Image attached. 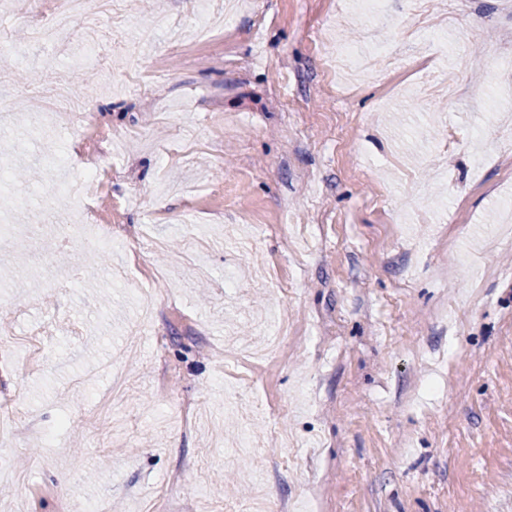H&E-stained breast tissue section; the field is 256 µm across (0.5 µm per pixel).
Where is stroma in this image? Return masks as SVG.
<instances>
[{"instance_id": "obj_1", "label": "stroma", "mask_w": 512, "mask_h": 512, "mask_svg": "<svg viewBox=\"0 0 512 512\" xmlns=\"http://www.w3.org/2000/svg\"><path fill=\"white\" fill-rule=\"evenodd\" d=\"M127 0L101 71L73 31L32 39L10 0L0 33L30 78L82 89L94 130L30 114L12 95L0 141V512H248L251 472L288 512H512V245L499 214L512 158L491 160L512 127V71L476 60L452 101L419 102L455 54L512 53V9L472 0L444 45L409 43L408 0L363 20V0ZM411 55L357 78L352 95L322 74L337 44ZM101 160L96 200L121 246L64 242L45 209ZM63 157L52 173L47 158ZM41 168L21 182L16 171ZM254 243L240 252L241 241ZM128 385L96 407L112 370ZM258 442L237 443L241 414Z\"/></svg>"}]
</instances>
